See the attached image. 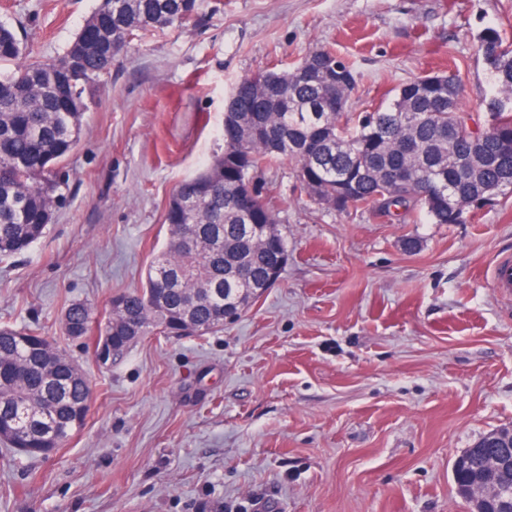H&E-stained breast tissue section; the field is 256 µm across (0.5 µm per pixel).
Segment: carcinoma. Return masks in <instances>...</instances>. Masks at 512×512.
Instances as JSON below:
<instances>
[{"label":"carcinoma","instance_id":"cac0c4a2","mask_svg":"<svg viewBox=\"0 0 512 512\" xmlns=\"http://www.w3.org/2000/svg\"><path fill=\"white\" fill-rule=\"evenodd\" d=\"M200 0H99L65 54L20 63L24 40L0 23V257L26 252L46 233L65 201L60 162L71 152L86 111L84 94L109 70L138 32L194 19ZM478 50L492 69L488 120L470 125L455 73L401 85L383 109L352 113L355 82L336 84L338 64L318 51L284 72L261 71L233 88L224 113V155L184 181L165 208V248L150 263L145 283L114 296L105 319L83 303L62 318L76 339L110 337L111 356L142 336H205L224 328V312L239 316L269 288L288 244L273 204L254 186L255 174L283 160L298 164L299 180L319 204L347 210L415 208L434 224L464 221L473 189L485 198L512 190V40L488 28ZM412 169L401 186L387 173ZM253 193L248 212L239 197ZM91 399L80 366L34 329L0 325V442L39 457L58 448L83 425ZM454 468L459 495L472 509L512 512V468L497 473V491L483 504L470 494L472 478L493 462L512 460V447L480 437Z\"/></svg>","mask_w":512,"mask_h":512}]
</instances>
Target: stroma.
I'll return each instance as SVG.
<instances>
[{"instance_id": "35a3bbf8", "label": "stroma", "mask_w": 512, "mask_h": 512, "mask_svg": "<svg viewBox=\"0 0 512 512\" xmlns=\"http://www.w3.org/2000/svg\"><path fill=\"white\" fill-rule=\"evenodd\" d=\"M95 6L0 0V21L28 60H53ZM489 26L512 32V0H202L190 23L139 32L63 162L66 204L26 253L0 259V323L39 327L92 385L53 456L0 446V512H471L454 461L512 427V299L488 277L512 254V192L462 224L422 211L405 224L314 203L285 160L258 187L288 263L235 322L144 336L103 366L61 317L75 302L105 316L141 287L169 198L224 152L240 79L330 48L357 78L350 112L453 71L481 123Z\"/></svg>"}]
</instances>
